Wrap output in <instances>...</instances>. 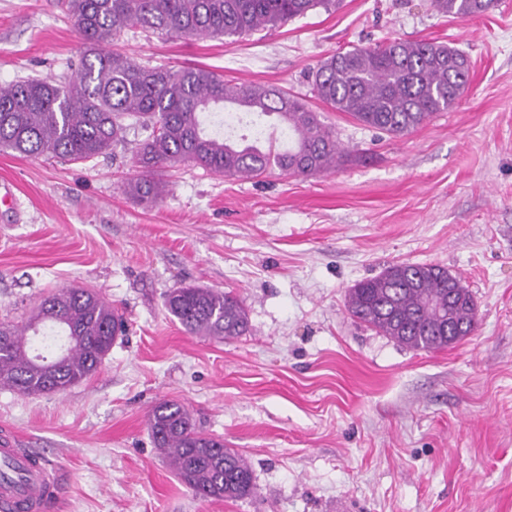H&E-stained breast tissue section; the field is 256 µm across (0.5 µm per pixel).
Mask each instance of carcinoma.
<instances>
[{
    "label": "carcinoma",
    "mask_w": 512,
    "mask_h": 512,
    "mask_svg": "<svg viewBox=\"0 0 512 512\" xmlns=\"http://www.w3.org/2000/svg\"><path fill=\"white\" fill-rule=\"evenodd\" d=\"M498 0H433L445 15L468 20ZM85 47L67 83L27 79L0 86V148L90 163L126 139L135 125L149 129L132 151L135 176L127 192L154 204L168 192L163 169L180 163L218 177H259L274 170L309 177L355 157L341 148L317 112L281 89L226 83L205 67H146L111 48L128 28L170 37L214 38L275 28L335 0H59ZM315 96L362 125L404 137L438 112L453 108L469 85L466 55L445 43L388 40L336 51L309 72ZM274 119L288 137L278 149L263 136L233 140L208 129L226 108ZM168 313L189 334L234 339L250 331L244 301L194 285L171 289ZM348 313L377 333L416 351L445 349L478 323L468 288L435 265L393 263L345 295ZM73 337L54 368L32 354L28 333L45 324ZM125 322L87 288H62L45 298L24 324L0 323V388L23 395L63 392L89 377L112 349ZM149 428L161 453L194 495L237 500L254 490L246 459L224 440L197 430L176 401L156 405Z\"/></svg>",
    "instance_id": "carcinoma-1"
}]
</instances>
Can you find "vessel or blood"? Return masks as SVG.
<instances>
[{
	"label": "vessel or blood",
	"instance_id": "1",
	"mask_svg": "<svg viewBox=\"0 0 512 512\" xmlns=\"http://www.w3.org/2000/svg\"><path fill=\"white\" fill-rule=\"evenodd\" d=\"M16 472L12 481L0 482V512H44L58 494L60 479L55 467L35 461L19 438L8 430L0 432V465Z\"/></svg>",
	"mask_w": 512,
	"mask_h": 512
}]
</instances>
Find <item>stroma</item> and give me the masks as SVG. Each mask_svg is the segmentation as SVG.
Here are the masks:
<instances>
[{"mask_svg":"<svg viewBox=\"0 0 512 512\" xmlns=\"http://www.w3.org/2000/svg\"><path fill=\"white\" fill-rule=\"evenodd\" d=\"M388 38L444 42L472 65L458 104L402 138L315 99L308 78ZM113 46L299 96L355 160L309 178L179 165L147 207L125 190L143 129L87 165L0 151L16 196L0 208V322L90 287L126 323L67 391L0 388V427L62 473L46 512H512V0L468 20L431 0H338L241 37L132 28ZM81 50L56 0H0V85L67 82ZM396 262L460 277L477 329L425 352L352 318L348 288ZM183 285L240 295L249 333H186L163 304ZM164 400L243 455L253 496L192 494L149 435Z\"/></svg>","mask_w":512,"mask_h":512,"instance_id":"35a3bbf8","label":"stroma"}]
</instances>
